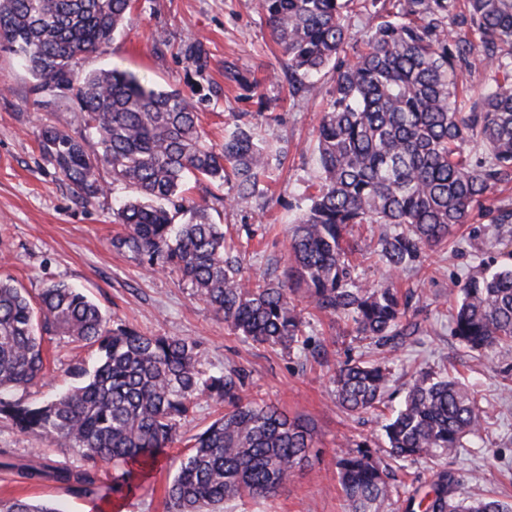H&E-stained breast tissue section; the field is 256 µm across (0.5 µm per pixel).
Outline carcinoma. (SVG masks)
I'll list each match as a JSON object with an SVG mask.
<instances>
[{"instance_id": "cac0c4a2", "label": "carcinoma", "mask_w": 512, "mask_h": 512, "mask_svg": "<svg viewBox=\"0 0 512 512\" xmlns=\"http://www.w3.org/2000/svg\"><path fill=\"white\" fill-rule=\"evenodd\" d=\"M361 0H259L272 40L293 81L330 75L315 131L320 181L290 228L285 280L244 278L227 247L224 225L188 197L189 179L248 203L270 164V150L247 123L212 142L192 99L149 87L117 68L84 72L83 57L103 53L119 34L131 0H0V45L29 71L37 95H69L92 137L39 122L43 160L85 202L117 184L133 195L113 213L125 234L112 245L149 271H173L242 340L304 350L309 338L293 295L344 319L350 342L396 350L420 331L409 297L390 279L366 285L356 275L372 258L389 271L407 268L447 242L478 214L512 224V207L486 205L512 184V0H371L381 21L350 42L349 19ZM479 69L502 75L477 96L462 87ZM473 146L479 155L465 152ZM353 224L387 226L368 255L346 240ZM452 336L467 350L512 347V265L452 280ZM95 349L92 370L72 368L77 383L53 398L14 399L45 374V339ZM200 344L152 335L110 317L87 294L51 282L36 297L0 278V417L23 433L69 449L81 465L42 456L0 465L30 483L52 481L89 492L104 464L153 465L175 443L182 423L206 395L231 406L192 437L167 496L171 512H218L248 496L268 499L317 456L314 426L273 404L244 400L246 375L201 369ZM389 362L347 359L333 378L336 401L353 415L383 402ZM485 414L474 389L457 378L419 371L383 424L394 461L449 458L482 437ZM339 481L346 512H384L395 489L377 450L341 452ZM459 478L433 473L424 495L404 499L405 512H512L492 498H460ZM0 512H63L52 502L0 501Z\"/></svg>"}]
</instances>
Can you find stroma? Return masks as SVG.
<instances>
[{
    "label": "stroma",
    "instance_id": "stroma-1",
    "mask_svg": "<svg viewBox=\"0 0 512 512\" xmlns=\"http://www.w3.org/2000/svg\"><path fill=\"white\" fill-rule=\"evenodd\" d=\"M201 42L206 55L197 63L189 50ZM115 67L136 74L147 85L193 95L202 125L215 141L236 121L250 124L272 148L266 177L249 205L219 200L208 183H190V194L212 223L223 225L247 275L282 278L288 261V230L313 192L319 169L313 152L314 130L330 87L327 78L305 81L289 90L278 63V48L258 0H134L124 30L106 53L91 54L83 71ZM34 81L7 51L0 49V277L13 278L30 295L51 281L83 290L114 322L153 334L191 338L201 344L202 368L244 370L246 399L274 404L308 418L320 453L294 481L267 501L244 498L226 503L224 512H344L338 483L340 451L375 444L378 414L345 413L334 403L330 378L348 355L345 322L322 312H304L313 352L302 356L241 340L185 283L169 273H147L138 259L113 248L124 230L114 223L112 199L82 203L72 188L45 164L39 153L35 114L61 129L78 128V106L68 97L50 98L47 109L34 103ZM512 259V224L489 223L477 216L457 227L447 244L426 254L405 271L389 274L382 264L359 267L363 282L394 278L411 304L421 330L395 352L372 344L364 358L393 357L394 392H402L411 372H449L474 387L486 414L476 444L435 463L394 464V479L405 493L427 483L442 466L461 481L460 496L491 495L512 502V355L466 351L450 329L454 298L450 280L466 279L486 264ZM43 378L15 397L31 403L47 399L71 382L76 362L92 364L93 350L64 340L46 344ZM223 402L202 396L181 428V437L150 467L135 469L129 488L113 492L123 469L102 466L98 490L88 494L52 483L23 482L9 463L40 452L57 462L70 461L66 449L34 439L0 419V499L58 502L65 512H168L167 489L190 439L226 411Z\"/></svg>",
    "mask_w": 512,
    "mask_h": 512
}]
</instances>
